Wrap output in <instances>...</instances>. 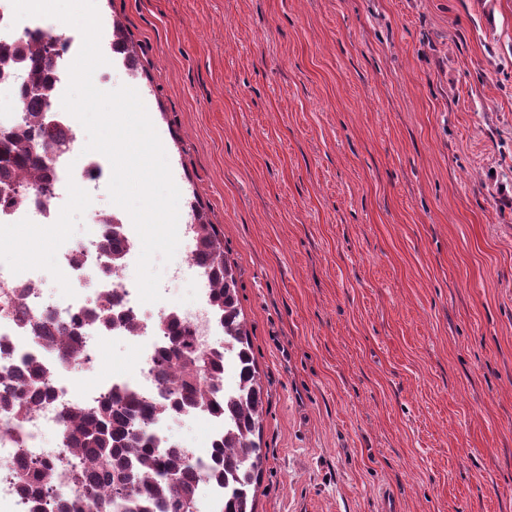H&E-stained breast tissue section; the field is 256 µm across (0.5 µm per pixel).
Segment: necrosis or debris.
<instances>
[{"label":"necrosis or debris","instance_id":"obj_1","mask_svg":"<svg viewBox=\"0 0 512 512\" xmlns=\"http://www.w3.org/2000/svg\"><path fill=\"white\" fill-rule=\"evenodd\" d=\"M24 34L53 38L54 26L51 19L45 17L14 21L10 0H0V44L15 41ZM81 43L82 37L77 33L55 40V75L50 93L56 124L74 143L85 141L86 132L80 122L63 109L61 99L69 81L68 68ZM110 176L111 165L103 154L74 151L66 153L54 164L50 196L35 198L29 180L16 176L11 201L6 204L0 202V232L9 233L32 225L45 230L55 229L66 222L67 201L74 193H81L89 200L95 199L107 187ZM114 221L122 226L125 257L121 266L112 269L99 245L106 225ZM140 252L141 241L130 216L115 206L109 210L94 211L93 221L85 235L76 239L65 238L57 243L62 295L46 293L38 268L30 267L23 271L0 268V375H9L33 361L53 372L49 400L35 404L20 420L0 412V512H31L28 500L13 479L15 461L21 458L31 462L67 458L69 430L63 419L66 411L94 407L104 398L126 388L137 391L150 401L160 398L162 388L157 379V359L167 344L169 318H176L179 323L189 326L199 348L223 353L222 393L227 396L236 392V365L222 339L224 329L213 311L210 281L206 276H199L198 300L190 307L167 305L161 301L142 303L137 284L128 275ZM108 299L121 311L131 313L136 326L128 329L116 325L108 330L87 324L77 337L82 351L79 359L65 356L51 344L33 338L26 327L27 319L37 316L49 319L58 334H68L76 316ZM107 335L135 350L137 362L134 372L117 374L111 380L91 387L81 386L77 382L78 377L96 371L100 345ZM177 417L206 425L205 445L184 442L180 448L194 466L209 470L217 451L224 444L223 418L199 410H182Z\"/></svg>","mask_w":512,"mask_h":512}]
</instances>
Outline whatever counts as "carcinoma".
I'll return each instance as SVG.
<instances>
[{"instance_id":"obj_1","label":"carcinoma","mask_w":512,"mask_h":512,"mask_svg":"<svg viewBox=\"0 0 512 512\" xmlns=\"http://www.w3.org/2000/svg\"><path fill=\"white\" fill-rule=\"evenodd\" d=\"M112 34L133 63H138L136 47L129 43L120 24ZM0 64L23 70L21 95L28 117L20 132L0 133V183L11 184L14 176L27 172L35 186L50 192L52 166L45 161L46 149L64 145L56 126L47 125L51 111L49 90L53 82L54 58L47 44L32 37L13 45H0ZM194 229V259L213 283L212 302L224 339L236 353L239 371L237 396L222 401L203 381L218 378L224 367L223 355L195 346L192 332L172 318L167 329L171 340L158 365L159 379L171 382L164 399L146 401L135 392L104 401L92 410L77 409L69 415V451L84 462L71 470V481L79 496L68 512H197L196 475L185 455L160 448L148 432V425L172 409H198L228 415L236 428L228 434L224 460L212 475L224 480L226 494L221 512H255L251 488L266 461L260 443L254 440L264 415V393L251 352V342L238 307L235 267L224 254V239L202 208L191 206ZM102 248L111 264L121 265L124 246L120 228H107ZM93 322L104 327L121 324L134 328L131 315L103 304L74 320L77 325ZM29 330L36 339L47 340L68 355L77 356L76 332L63 339L51 325L32 319ZM47 370L32 363L27 369L7 377L10 396L0 398V407L16 416L25 415L33 405L50 397ZM55 465L18 461L15 478L27 495L42 493L53 477Z\"/></svg>"}]
</instances>
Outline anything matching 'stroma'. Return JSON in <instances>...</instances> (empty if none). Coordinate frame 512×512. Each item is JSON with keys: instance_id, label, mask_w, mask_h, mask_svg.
<instances>
[{"instance_id": "obj_1", "label": "stroma", "mask_w": 512, "mask_h": 512, "mask_svg": "<svg viewBox=\"0 0 512 512\" xmlns=\"http://www.w3.org/2000/svg\"><path fill=\"white\" fill-rule=\"evenodd\" d=\"M238 270L255 512H512V0H97ZM51 233L0 244L54 288Z\"/></svg>"}]
</instances>
